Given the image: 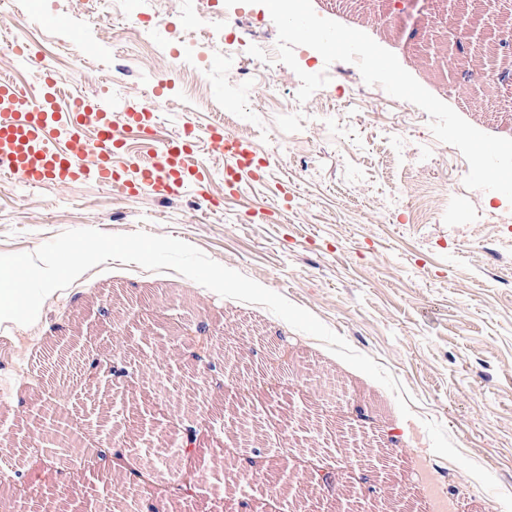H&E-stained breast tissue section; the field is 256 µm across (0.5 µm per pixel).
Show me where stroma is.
<instances>
[{
  "mask_svg": "<svg viewBox=\"0 0 512 512\" xmlns=\"http://www.w3.org/2000/svg\"><path fill=\"white\" fill-rule=\"evenodd\" d=\"M87 0H0L31 53L77 58L64 67L66 93L89 101L114 97L113 115L139 108L163 90L160 137L204 138L220 126L252 158L235 188L226 160L201 150V186L132 196L82 177L38 187L0 180V255L32 253L60 233L144 231L185 241L216 262L283 295L371 356L409 396L412 417L394 394L263 306L224 298L174 269L150 271L110 260L47 297L30 325H0V467L30 484L24 450L43 423L37 408L58 401L83 419L91 439L111 435L164 480L181 466L176 446L197 425L195 460L205 478L192 498H161L158 512H266L286 495L280 465L260 473L240 502L227 498L235 467L228 448L263 447L274 428L292 456L318 450L343 470L383 459L387 482L372 487L366 512H512V239L490 212L512 213L499 192L467 189L469 166L436 139L419 107L366 84L357 66L325 64L314 49L295 50L297 68L243 74L222 62L233 11L225 0H153L158 27L193 17L205 79L176 69L139 37L141 0H128L122 23L102 35ZM321 17L367 33L393 52L426 90L478 130L512 139V88L492 74L468 84L444 32L387 15L379 0H312ZM328 71L332 96L297 98L299 72ZM204 323L239 355L229 390L211 393L197 422L195 384L184 325ZM80 336L120 353L133 381L100 371L90 386L78 371L43 387L33 371L51 335ZM344 397L332 413L330 389ZM361 397L374 420H350ZM36 496L17 512H86L110 498L112 512H145L123 476L72 467L45 471Z\"/></svg>",
  "mask_w": 512,
  "mask_h": 512,
  "instance_id": "stroma-1",
  "label": "stroma"
}]
</instances>
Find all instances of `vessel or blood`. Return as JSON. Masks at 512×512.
Returning a JSON list of instances; mask_svg holds the SVG:
<instances>
[{"mask_svg":"<svg viewBox=\"0 0 512 512\" xmlns=\"http://www.w3.org/2000/svg\"><path fill=\"white\" fill-rule=\"evenodd\" d=\"M59 89V79L47 76L38 97L0 76L1 177L18 175L37 186L84 175L108 184L122 182L132 195L199 182L197 145L180 137L152 145L150 159L135 160L126 175H119L112 157L123 143L107 118L111 101L101 100L90 108L77 101L62 112L55 107ZM207 139L213 151L226 157L225 181L233 183L238 170L249 166V151L220 128L209 129Z\"/></svg>","mask_w":512,"mask_h":512,"instance_id":"vessel-or-blood-1","label":"vessel or blood"}]
</instances>
